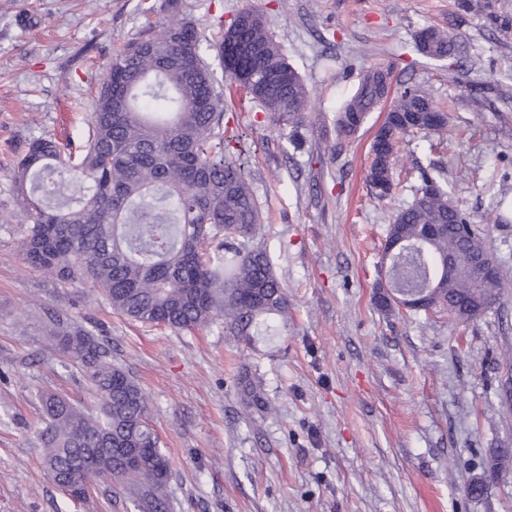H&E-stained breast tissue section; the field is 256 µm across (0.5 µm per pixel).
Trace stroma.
<instances>
[{
    "mask_svg": "<svg viewBox=\"0 0 512 512\" xmlns=\"http://www.w3.org/2000/svg\"><path fill=\"white\" fill-rule=\"evenodd\" d=\"M461 11L458 0H0V512H135L100 480L73 501L48 476L41 397L86 411L99 399L79 367L44 339L58 316L83 325L149 397L169 460L167 512H512V472L482 497L467 486L512 448V0ZM255 10L308 89L303 146L247 97L228 99L224 128L262 205L260 227L288 291V330L245 341L222 324L144 325L113 312L90 283L25 263L12 161L31 140L82 145L113 54L171 17L192 21L215 58L217 20ZM433 27L457 44L424 57ZM384 70L391 96L358 131L336 134L355 73ZM448 115L460 163L427 139L395 148L390 198L367 183L382 115L404 87ZM443 178L488 230L500 302L470 321L381 308L375 283L392 214L413 200L421 170ZM505 197L507 223L493 197ZM252 371L271 406L248 413L238 379Z\"/></svg>",
    "mask_w": 512,
    "mask_h": 512,
    "instance_id": "obj_1",
    "label": "stroma"
}]
</instances>
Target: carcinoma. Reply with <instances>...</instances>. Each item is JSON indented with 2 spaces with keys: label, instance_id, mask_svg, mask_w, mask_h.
<instances>
[{
  "label": "carcinoma",
  "instance_id": "1",
  "mask_svg": "<svg viewBox=\"0 0 512 512\" xmlns=\"http://www.w3.org/2000/svg\"><path fill=\"white\" fill-rule=\"evenodd\" d=\"M216 43L254 49L241 59L243 88L278 124L304 121L308 93L283 48L265 31L262 17L246 11ZM426 56L455 53V40L426 28ZM386 75L358 73L352 97L336 115V132L353 135L385 94ZM447 117L414 87H406L381 129L384 153L376 154L366 180L378 188L392 180L386 156L406 136L436 134ZM91 132L73 150L55 138H36L13 165L23 215L22 252L43 273L87 281L112 310L145 325L193 330L224 324L234 336L253 338L259 326L279 335L288 326V293L266 248L254 244L263 214L247 171L224 135V78L205 58L201 34L184 19H171L155 34L133 40L112 58L92 104ZM66 175L73 194L61 207L44 201ZM435 230L412 261L434 281L432 309L469 320V308L501 298V275L473 287L476 260L489 255L486 235L454 205L452 191L424 172L415 200L392 216L389 236L415 241ZM50 337L79 364L102 402L87 414L69 400L42 397L44 466L51 478L71 467L85 448L111 454L112 484L133 486V507L164 512L169 461L148 418L149 398L139 383L112 363L109 349L77 323L56 317ZM114 448H142L131 471Z\"/></svg>",
  "mask_w": 512,
  "mask_h": 512
}]
</instances>
